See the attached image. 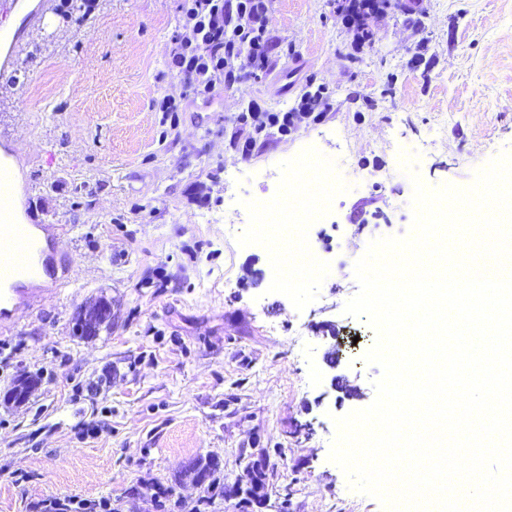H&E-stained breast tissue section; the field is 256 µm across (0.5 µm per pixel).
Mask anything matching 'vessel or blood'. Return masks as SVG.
Masks as SVG:
<instances>
[{
    "label": "vessel or blood",
    "instance_id": "obj_1",
    "mask_svg": "<svg viewBox=\"0 0 512 512\" xmlns=\"http://www.w3.org/2000/svg\"><path fill=\"white\" fill-rule=\"evenodd\" d=\"M47 0L28 11L23 29L15 31L7 54L0 58V66L10 67L17 53L25 46L27 30L40 26ZM11 165L0 161V327L7 329L13 324L18 309L34 308L41 300L42 285L47 278H54L57 287H65V279L58 271L63 262L57 259L55 243L62 228L56 224H43L39 229L16 224L12 221L11 200L5 191Z\"/></svg>",
    "mask_w": 512,
    "mask_h": 512
}]
</instances>
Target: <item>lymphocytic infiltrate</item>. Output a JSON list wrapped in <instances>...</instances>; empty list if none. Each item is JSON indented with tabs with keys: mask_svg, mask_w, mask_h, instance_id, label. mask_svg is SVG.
<instances>
[{
	"mask_svg": "<svg viewBox=\"0 0 512 512\" xmlns=\"http://www.w3.org/2000/svg\"><path fill=\"white\" fill-rule=\"evenodd\" d=\"M180 11L182 33L173 61L195 97L208 100L216 87L234 85L245 63L266 62L272 43L268 0H182ZM313 112L304 101L289 112L252 107L239 121L252 142L271 128L288 134L296 120Z\"/></svg>",
	"mask_w": 512,
	"mask_h": 512,
	"instance_id": "1",
	"label": "lymphocytic infiltrate"
}]
</instances>
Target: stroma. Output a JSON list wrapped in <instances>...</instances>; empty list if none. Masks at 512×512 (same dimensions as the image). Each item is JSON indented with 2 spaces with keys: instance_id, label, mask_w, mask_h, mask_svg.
<instances>
[{
  "instance_id": "obj_1",
  "label": "stroma",
  "mask_w": 512,
  "mask_h": 512,
  "mask_svg": "<svg viewBox=\"0 0 512 512\" xmlns=\"http://www.w3.org/2000/svg\"><path fill=\"white\" fill-rule=\"evenodd\" d=\"M420 2L421 30L375 14L358 46L336 0H271L267 64L177 113L154 103L179 83L180 0L46 15L0 74V149L23 176L27 223L65 225L69 265L66 288L0 329V512L54 495L245 512L225 492L253 459L261 512H384L329 459L335 418L368 407L381 375L364 360L374 329L344 311L354 264L370 241L411 232L402 157L428 188L466 190L512 153V0ZM309 80L327 91L318 120L246 145L239 114L289 111ZM307 156L308 179L336 175L323 223L303 227L319 272L274 288L273 227L256 230L250 204L280 198L278 171ZM101 299L110 328L79 337ZM23 374L39 378L27 402H4ZM197 456L219 464L202 487L181 475Z\"/></svg>"
}]
</instances>
